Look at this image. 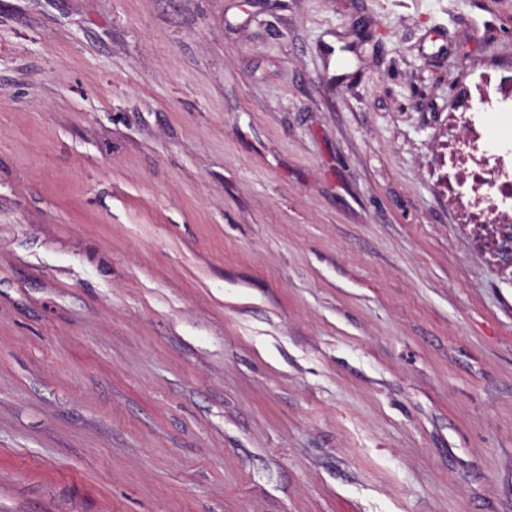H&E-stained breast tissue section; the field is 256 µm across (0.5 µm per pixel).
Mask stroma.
Masks as SVG:
<instances>
[{"label": "stroma", "mask_w": 512, "mask_h": 512, "mask_svg": "<svg viewBox=\"0 0 512 512\" xmlns=\"http://www.w3.org/2000/svg\"><path fill=\"white\" fill-rule=\"evenodd\" d=\"M495 15L0 0V512H512V288L434 152Z\"/></svg>", "instance_id": "1"}]
</instances>
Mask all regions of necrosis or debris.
<instances>
[{
	"label": "necrosis or debris",
	"mask_w": 512,
	"mask_h": 512,
	"mask_svg": "<svg viewBox=\"0 0 512 512\" xmlns=\"http://www.w3.org/2000/svg\"><path fill=\"white\" fill-rule=\"evenodd\" d=\"M446 128L435 152L448 160V200L470 245L512 287V73L474 72L457 88Z\"/></svg>",
	"instance_id": "4bbe7bcc"
}]
</instances>
